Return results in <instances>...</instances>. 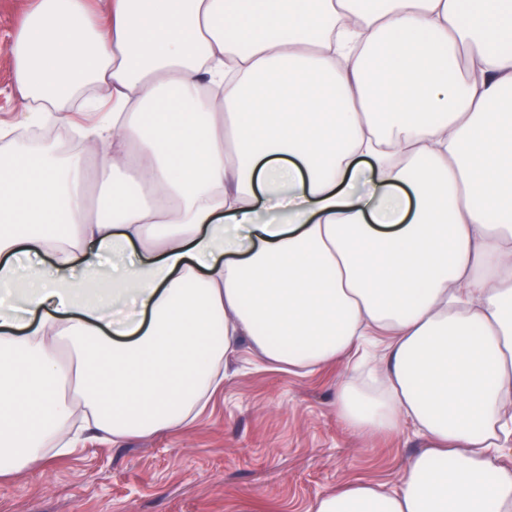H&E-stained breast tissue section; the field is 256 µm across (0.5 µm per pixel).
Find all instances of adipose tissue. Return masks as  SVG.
I'll return each instance as SVG.
<instances>
[{
    "mask_svg": "<svg viewBox=\"0 0 512 512\" xmlns=\"http://www.w3.org/2000/svg\"><path fill=\"white\" fill-rule=\"evenodd\" d=\"M8 55L74 136L0 123V478L377 335L338 416L425 449L311 512H512V0H36Z\"/></svg>",
    "mask_w": 512,
    "mask_h": 512,
    "instance_id": "1",
    "label": "adipose tissue"
}]
</instances>
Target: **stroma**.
<instances>
[{
  "instance_id": "stroma-1",
  "label": "stroma",
  "mask_w": 512,
  "mask_h": 512,
  "mask_svg": "<svg viewBox=\"0 0 512 512\" xmlns=\"http://www.w3.org/2000/svg\"><path fill=\"white\" fill-rule=\"evenodd\" d=\"M32 0H0V121L23 103L6 48ZM224 390L193 424L122 447L88 433L81 448L0 484V512H310L344 482L399 483L424 442L412 427L376 436L336 413L339 362L287 372L249 351L225 367Z\"/></svg>"
}]
</instances>
